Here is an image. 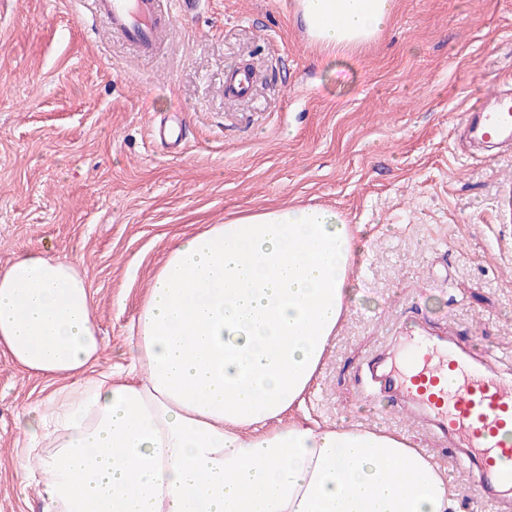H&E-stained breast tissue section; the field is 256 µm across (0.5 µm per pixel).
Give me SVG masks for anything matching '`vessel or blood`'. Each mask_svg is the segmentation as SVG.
<instances>
[{
	"instance_id": "1",
	"label": "vessel or blood",
	"mask_w": 512,
	"mask_h": 512,
	"mask_svg": "<svg viewBox=\"0 0 512 512\" xmlns=\"http://www.w3.org/2000/svg\"><path fill=\"white\" fill-rule=\"evenodd\" d=\"M177 2L174 10L165 0H93L110 31L147 57L157 54L176 11L194 12L199 0ZM254 81L251 71H228L225 99L245 100ZM462 124L479 148L512 142V83L499 82L489 104L473 105ZM151 131L175 151L185 140L181 126L169 115L154 121ZM401 362V371L382 373V382L439 435L467 448L464 464L470 483L512 486V380L444 336L409 342Z\"/></svg>"
}]
</instances>
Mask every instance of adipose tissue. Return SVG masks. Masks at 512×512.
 <instances>
[{
	"label": "adipose tissue",
	"mask_w": 512,
	"mask_h": 512,
	"mask_svg": "<svg viewBox=\"0 0 512 512\" xmlns=\"http://www.w3.org/2000/svg\"><path fill=\"white\" fill-rule=\"evenodd\" d=\"M332 49L371 41L393 0H297ZM359 230L263 207L180 239L152 279L121 377L72 264L0 270V350L68 378L25 415L42 512H458L431 457L382 430L297 418L346 317Z\"/></svg>",
	"instance_id": "1"
}]
</instances>
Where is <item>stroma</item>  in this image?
Masks as SVG:
<instances>
[{
  "instance_id": "35a3bbf8",
  "label": "stroma",
  "mask_w": 512,
  "mask_h": 512,
  "mask_svg": "<svg viewBox=\"0 0 512 512\" xmlns=\"http://www.w3.org/2000/svg\"><path fill=\"white\" fill-rule=\"evenodd\" d=\"M255 70L249 99L224 74ZM512 80V0H394L362 47L323 50L292 0H202L155 57L109 35L86 0H0V269L35 252L93 292L97 371H121L153 276L177 240L264 206L317 205L361 229L350 312L312 419L424 448L459 512H512L466 480L463 450L402 403L373 407L401 325L479 350L512 375V148L478 156L460 115ZM175 114L174 153L149 125ZM0 352V512H41L19 419L65 387Z\"/></svg>"
}]
</instances>
